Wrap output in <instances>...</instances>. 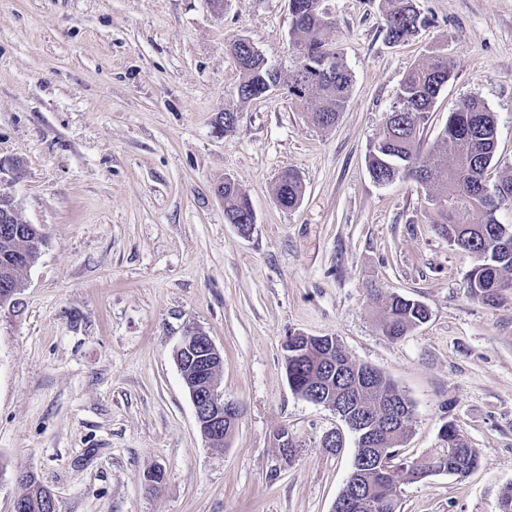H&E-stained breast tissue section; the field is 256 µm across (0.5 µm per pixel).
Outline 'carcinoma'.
I'll return each instance as SVG.
<instances>
[{
	"instance_id": "obj_1",
	"label": "carcinoma",
	"mask_w": 512,
	"mask_h": 512,
	"mask_svg": "<svg viewBox=\"0 0 512 512\" xmlns=\"http://www.w3.org/2000/svg\"><path fill=\"white\" fill-rule=\"evenodd\" d=\"M295 2L297 19L289 29L288 97L315 125L329 127L351 96L353 76L341 52L325 38L331 21L318 0ZM380 6L389 44L407 40L427 23L413 0H380ZM235 52L242 60L238 102L262 96L267 82L281 80L280 71L249 40H238ZM449 77L447 60L436 54L406 74L382 131L369 146L366 163L379 184L409 175L425 186L436 231L473 258L465 277L470 298L494 305L512 290V222L505 224L498 216L503 209L512 210V175L491 186L486 181L494 160L496 121L485 103L475 98L463 100L449 113L437 140L423 150L421 126ZM275 190L279 205L293 209L305 188L299 173L288 169L277 177ZM475 212L483 214L479 224L470 222ZM252 217V205L239 185L233 180L224 183L225 220L247 225ZM37 232L36 225L23 222L16 205H0V292L21 286L19 272L25 265L20 257L30 252ZM372 300L380 312V330L392 342L429 318L428 308L420 301L379 290ZM283 363L290 389L316 404L336 398L347 417L345 424L356 437L353 469L336 499L335 512H360L356 500L361 496L373 500L375 512H398L395 485L440 472L461 478L476 467L477 449L452 422L440 431L443 450L439 455L423 462L399 459L412 405L379 369L352 361L338 337L292 334L283 344ZM19 482L25 488L17 498L24 505L22 512H47L43 486L36 476L23 473Z\"/></svg>"
}]
</instances>
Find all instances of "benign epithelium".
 <instances>
[{"label":"benign epithelium","instance_id":"obj_1","mask_svg":"<svg viewBox=\"0 0 512 512\" xmlns=\"http://www.w3.org/2000/svg\"><path fill=\"white\" fill-rule=\"evenodd\" d=\"M176 351L191 355L197 364V377L201 381L190 393L197 422L205 421L210 431L203 436L212 445L224 444V428L237 425L242 407L239 403L224 399V394L218 390V381L208 376L213 362L221 358V353L213 341L199 327L188 326L184 330Z\"/></svg>","mask_w":512,"mask_h":512}]
</instances>
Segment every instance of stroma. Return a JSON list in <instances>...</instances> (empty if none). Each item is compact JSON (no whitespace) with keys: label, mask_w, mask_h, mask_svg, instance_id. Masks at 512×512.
<instances>
[{"label":"stroma","mask_w":512,"mask_h":512,"mask_svg":"<svg viewBox=\"0 0 512 512\" xmlns=\"http://www.w3.org/2000/svg\"><path fill=\"white\" fill-rule=\"evenodd\" d=\"M415 6L427 25L391 45L379 0H325L326 39L354 80L337 122L314 125L280 90L241 104L226 134L217 121L240 82L228 44L249 39L288 72V0H0V165L21 166L0 190L44 238L0 308V512L24 472L56 512H333L354 437L330 451L343 422L290 389L294 333L338 337L409 399L402 458L438 455L449 422L477 448L466 477L400 486L401 512H498L512 483V296L470 299L472 259L435 232L424 187L376 183L365 156L434 51L451 76L425 144L476 97L497 121L489 178L512 171V0ZM288 168L305 186L289 210L274 194ZM228 176L255 212L250 236L224 221ZM376 288L424 303L428 321L388 341ZM190 325L244 408L221 447L200 433L174 358Z\"/></svg>","instance_id":"35a3bbf8"}]
</instances>
